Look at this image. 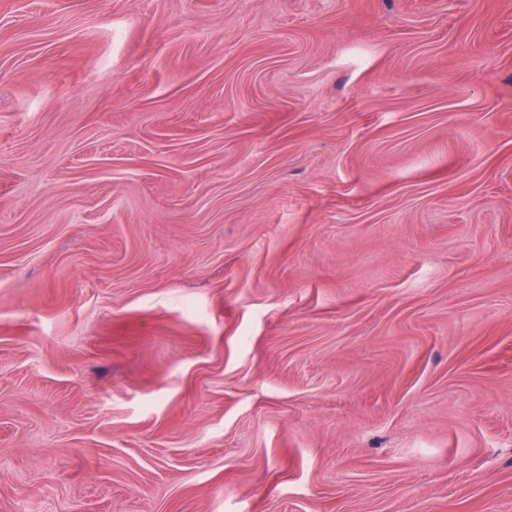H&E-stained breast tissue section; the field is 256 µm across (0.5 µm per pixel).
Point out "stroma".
<instances>
[{
  "instance_id": "35a3bbf8",
  "label": "stroma",
  "mask_w": 512,
  "mask_h": 512,
  "mask_svg": "<svg viewBox=\"0 0 512 512\" xmlns=\"http://www.w3.org/2000/svg\"><path fill=\"white\" fill-rule=\"evenodd\" d=\"M0 512H512V0H0Z\"/></svg>"
}]
</instances>
